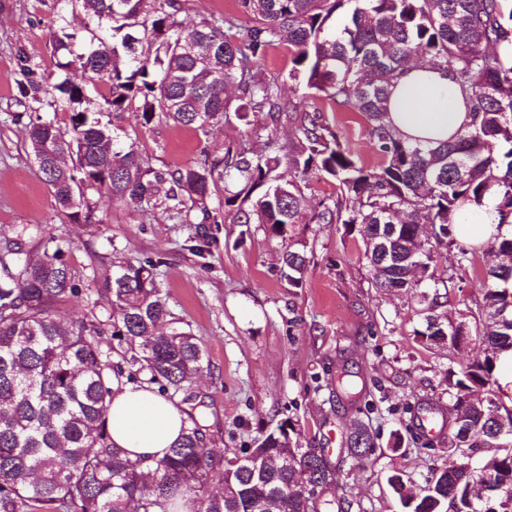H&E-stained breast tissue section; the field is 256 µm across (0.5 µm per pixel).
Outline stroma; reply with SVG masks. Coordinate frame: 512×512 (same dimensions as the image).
I'll return each mask as SVG.
<instances>
[{
  "instance_id": "1",
  "label": "stroma",
  "mask_w": 512,
  "mask_h": 512,
  "mask_svg": "<svg viewBox=\"0 0 512 512\" xmlns=\"http://www.w3.org/2000/svg\"><path fill=\"white\" fill-rule=\"evenodd\" d=\"M181 20L230 17L240 26L251 20L239 0H181ZM87 20L63 0H0V252L21 243L40 248L36 227L52 228L71 244L70 264L85 276L79 294L54 310L65 320L104 317L96 303L92 270L102 260L119 257L158 262L159 279L173 315L188 323L209 366L185 390L173 394L201 427L206 447L234 457L255 439L290 423L299 444L322 449L340 480L331 494L351 502V512H399L387 483L401 473L420 490L434 469L447 466L448 437L420 428L430 406L448 402L444 376L482 352L472 342L461 352L427 345L424 324L412 295L374 288L365 247L347 224H298L290 239L267 232L261 224H235L224 206L219 224L196 227L172 219L164 208L137 211L94 195L101 217L97 224H68L27 153L24 112L18 101L14 70L18 53L51 72L53 32L59 26L84 31ZM288 44L270 49L261 63L266 74L285 79L286 95L319 110L341 145L361 163L380 162L362 113L348 106L307 96L287 81L292 66ZM264 115L224 123L200 132L156 119L140 126L125 118L124 128L141 155L156 169H174L204 156H223L239 146L266 153ZM26 236H19L21 228ZM208 235L203 253L191 252L188 238L196 230ZM304 246L308 272L303 287L293 288L282 274L280 256L288 242ZM456 247L434 254L436 275H453L447 311L476 308L482 299L483 272L493 259L477 253L458 264ZM348 371L362 389L352 405L336 397V376ZM373 433L376 446L362 461L350 458L345 440L357 424ZM401 451H393L395 438Z\"/></svg>"
}]
</instances>
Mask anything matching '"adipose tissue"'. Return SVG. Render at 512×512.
Masks as SVG:
<instances>
[{
    "instance_id": "adipose-tissue-1",
    "label": "adipose tissue",
    "mask_w": 512,
    "mask_h": 512,
    "mask_svg": "<svg viewBox=\"0 0 512 512\" xmlns=\"http://www.w3.org/2000/svg\"><path fill=\"white\" fill-rule=\"evenodd\" d=\"M388 120L404 140L435 145L469 125L473 116L448 71L414 62L392 89ZM500 222L496 199L489 195L481 205L461 208L456 235L476 247L497 233ZM187 425V414L152 384L113 382L108 430L131 461L146 466L161 459Z\"/></svg>"
}]
</instances>
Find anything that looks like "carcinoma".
<instances>
[{"instance_id":"carcinoma-1","label":"carcinoma","mask_w":512,"mask_h":512,"mask_svg":"<svg viewBox=\"0 0 512 512\" xmlns=\"http://www.w3.org/2000/svg\"><path fill=\"white\" fill-rule=\"evenodd\" d=\"M105 36L84 37L62 27L53 36L57 67L80 64L92 84L102 83L103 104L92 111L85 87L52 81L30 59L17 56L15 84L27 103L52 94L68 103L70 135L40 116L26 125L28 154L62 215L75 224L100 222L88 194H106L127 207L158 205L177 218L185 209L216 224L209 208L216 180L236 191V224H264L285 237L295 224H357L361 238L378 236L388 250L366 254L372 284L417 298L427 341L460 349L476 333L484 356L448 372V415L465 422L448 430L452 465L434 471L431 482L406 493L401 475L388 477L404 512H512V408L499 396L494 371L512 352V233L497 234L484 247L500 255L485 270L479 319L450 318L442 310L453 278L425 274L409 260L412 251L430 268L434 246L455 243L459 207L481 204L493 192L501 224L512 217V66L495 47L512 42V0H240L253 24L243 28L213 19L185 27L180 0H71ZM293 47L288 78L312 94L361 112L382 162L369 168L338 142L336 132L305 115L297 142L283 149L274 132L293 119L299 104L284 98L279 79L259 72L268 48ZM451 73L469 101L473 123L437 146L409 143L387 121L391 87L412 57ZM243 97L233 101L226 89ZM146 126L163 116L175 125L204 131L230 112L245 120L267 119V147L274 154L227 152L176 169L156 170L120 139V126L103 122L105 112L124 119L133 103ZM302 177L321 172L336 181L332 204L305 214L301 184L279 182L281 163ZM432 225L434 242L417 243L418 226ZM43 250L0 253V512H169L177 495L192 494L195 512H258L256 503L275 496L279 512H320L331 504L307 503L305 487L331 490L336 471L325 455L299 447L273 431L243 453L262 457L259 473L224 464V454L205 447L197 421L165 457L147 469L112 445L107 415L112 380L149 373L159 391L178 392L208 367L194 334L168 308L156 277L159 263L115 258L93 270L107 321L64 322L54 306L79 292L80 275L66 260L70 243L40 230ZM288 284L303 286L307 257L288 248L281 255ZM123 345L124 364L102 348V325ZM374 447L365 427L348 436L352 458ZM492 448L501 490L490 502L471 495L482 480L467 466V452ZM220 475L223 490L209 491Z\"/></svg>"}]
</instances>
